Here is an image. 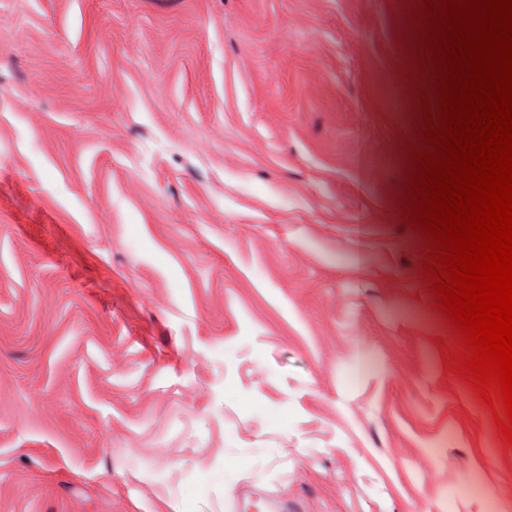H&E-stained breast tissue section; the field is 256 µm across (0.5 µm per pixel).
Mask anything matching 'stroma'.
<instances>
[{
  "label": "stroma",
  "mask_w": 512,
  "mask_h": 512,
  "mask_svg": "<svg viewBox=\"0 0 512 512\" xmlns=\"http://www.w3.org/2000/svg\"><path fill=\"white\" fill-rule=\"evenodd\" d=\"M397 3L0 0V512H512L392 200Z\"/></svg>",
  "instance_id": "1"
}]
</instances>
